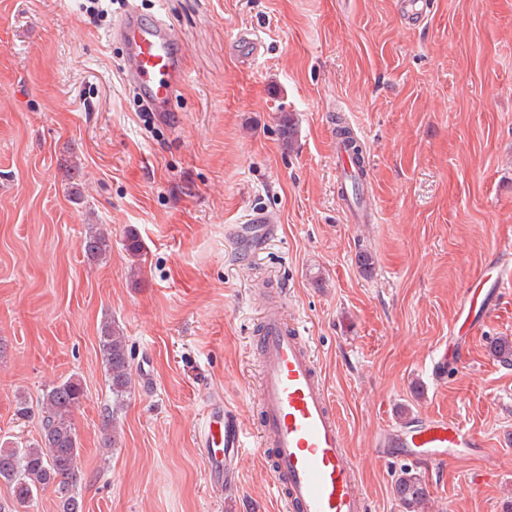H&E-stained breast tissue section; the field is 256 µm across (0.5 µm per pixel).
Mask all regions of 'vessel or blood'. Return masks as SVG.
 <instances>
[{"instance_id":"1","label":"vessel or blood","mask_w":512,"mask_h":512,"mask_svg":"<svg viewBox=\"0 0 512 512\" xmlns=\"http://www.w3.org/2000/svg\"><path fill=\"white\" fill-rule=\"evenodd\" d=\"M117 31L125 42L122 75L158 114H165L186 81L185 53L175 26L156 14L143 16L128 7ZM231 49L237 57L259 56L262 41L253 31L240 33ZM338 162L350 178L366 183L344 139H337ZM274 213L253 211L237 236L262 243L276 223ZM259 378L255 397L260 412L256 437L247 436L232 411L208 406L200 445L211 478L223 482L236 473L252 445L270 452L272 491L283 512H369L366 496L345 446L333 395L318 368L307 336L291 322L284 306H268L255 344ZM408 447L425 449V462L441 465L459 448L484 442L463 423L433 418L414 425Z\"/></svg>"}]
</instances>
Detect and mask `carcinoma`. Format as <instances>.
<instances>
[{"instance_id": "carcinoma-1", "label": "carcinoma", "mask_w": 512, "mask_h": 512, "mask_svg": "<svg viewBox=\"0 0 512 512\" xmlns=\"http://www.w3.org/2000/svg\"><path fill=\"white\" fill-rule=\"evenodd\" d=\"M83 252L90 261H99L110 250L109 239L101 230H91L84 237ZM99 349L108 375L115 407L123 405L131 392L130 351L123 330L110 321L99 336ZM497 361L512 366V341L498 338L491 343ZM84 398L80 380L68 378L49 387L41 401L43 420L40 440L21 448H0V479L12 485L16 505L25 507L38 492L55 484L62 494L61 512H81L82 505L70 494L76 476L79 444L73 413ZM403 512H424L429 490L424 476L409 467L400 470L392 487Z\"/></svg>"}]
</instances>
